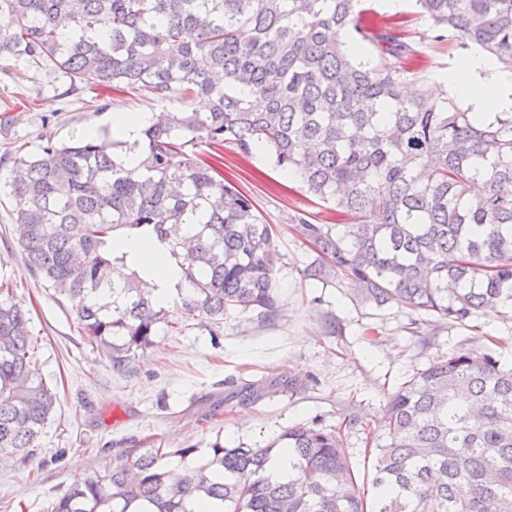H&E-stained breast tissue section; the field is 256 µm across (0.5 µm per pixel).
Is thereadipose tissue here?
Here are the masks:
<instances>
[{"label": "adipose tissue", "mask_w": 512, "mask_h": 512, "mask_svg": "<svg viewBox=\"0 0 512 512\" xmlns=\"http://www.w3.org/2000/svg\"><path fill=\"white\" fill-rule=\"evenodd\" d=\"M448 93L463 108L475 113L488 109L512 111V73L499 71L481 55L467 59L448 76ZM117 251L126 253L127 260L138 266L143 277L156 288L159 299H166L180 282V269L166 249L150 238L134 242L115 238Z\"/></svg>", "instance_id": "1"}]
</instances>
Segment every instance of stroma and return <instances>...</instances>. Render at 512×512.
Segmentation results:
<instances>
[{
	"label": "stroma",
	"instance_id": "obj_1",
	"mask_svg": "<svg viewBox=\"0 0 512 512\" xmlns=\"http://www.w3.org/2000/svg\"><path fill=\"white\" fill-rule=\"evenodd\" d=\"M374 26L391 29L417 57L407 62L425 86L446 83L464 59L450 42L432 41L415 8L388 12L370 0ZM64 79L38 73L20 79L0 67V286L12 289L34 335L38 364L59 404L34 455L0 463V512H52L55 497L78 476L121 456L211 443L262 447L295 425L341 429L360 490L373 495V460L365 448L384 443V408L414 372L457 350L492 352L512 366V305L448 322L387 304L362 302L347 280L306 278L316 255L294 230L306 210L333 223L336 211L306 195L276 169L269 154H241L232 144L199 145L201 155L255 200L277 235L278 307L225 314L219 328L175 311L179 332L160 328L153 344L123 367L83 339L68 301L27 269L17 245L9 187L17 158L46 141L74 142L112 127L116 112H178L200 100L161 99L149 89L99 86L68 93Z\"/></svg>",
	"mask_w": 512,
	"mask_h": 512
}]
</instances>
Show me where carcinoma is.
Here are the masks:
<instances>
[{
  "label": "carcinoma",
  "instance_id": "cac0c4a2",
  "mask_svg": "<svg viewBox=\"0 0 512 512\" xmlns=\"http://www.w3.org/2000/svg\"><path fill=\"white\" fill-rule=\"evenodd\" d=\"M362 0H0V62L53 70L70 88L148 87L201 97L163 112L138 140L105 132L51 140L19 158L11 185L28 270L71 304L87 341L115 366L148 347L169 310L113 249L153 236L178 259L172 304L218 327L231 310L271 313L280 260L253 200L194 147H266L274 166L354 222L302 210L318 252L310 279L346 276L365 303L463 322L512 302V112L462 110L422 88L412 54L373 32ZM434 41L512 72V0H415ZM132 153L137 163L123 155ZM29 318L0 289V454L26 460L56 413ZM375 449L372 500L338 431L294 426L263 448L212 444L178 470L162 448L113 464L53 512H512V368L459 350L391 394ZM286 451L293 472L269 473Z\"/></svg>",
  "mask_w": 512,
  "mask_h": 512
}]
</instances>
